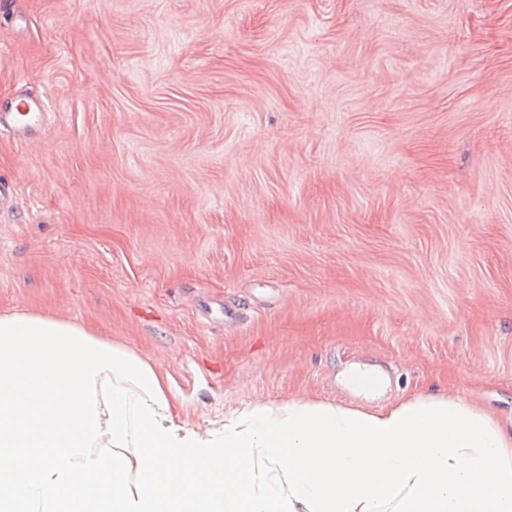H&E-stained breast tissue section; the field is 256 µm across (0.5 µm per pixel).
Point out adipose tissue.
Masks as SVG:
<instances>
[{"instance_id":"ef3b65f1","label":"adipose tissue","mask_w":512,"mask_h":512,"mask_svg":"<svg viewBox=\"0 0 512 512\" xmlns=\"http://www.w3.org/2000/svg\"><path fill=\"white\" fill-rule=\"evenodd\" d=\"M0 512H512V433L465 398L251 402L198 429L158 363L0 314Z\"/></svg>"}]
</instances>
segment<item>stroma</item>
Here are the masks:
<instances>
[{"mask_svg": "<svg viewBox=\"0 0 512 512\" xmlns=\"http://www.w3.org/2000/svg\"><path fill=\"white\" fill-rule=\"evenodd\" d=\"M0 311L163 359L179 418L467 398L512 426V0H15ZM20 101L24 104V112H20L15 102L0 104V135L8 132L15 140L24 142L39 136L46 103L42 98L31 96L20 98ZM345 384L358 396L369 399L378 394L385 385L384 378L373 369H363L359 365H351L343 373Z\"/></svg>", "mask_w": 512, "mask_h": 512, "instance_id": "1", "label": "stroma"}]
</instances>
